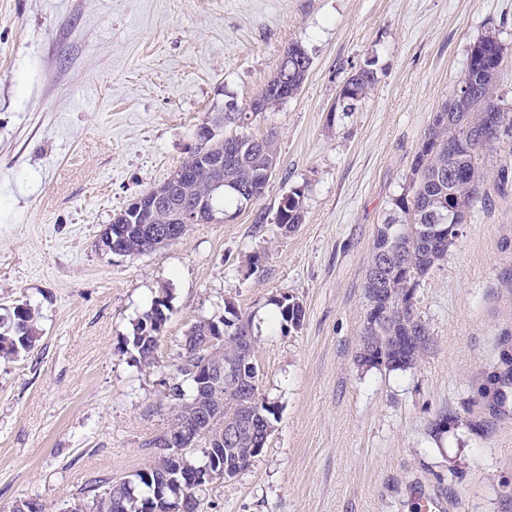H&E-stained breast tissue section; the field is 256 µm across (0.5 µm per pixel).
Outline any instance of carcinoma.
Wrapping results in <instances>:
<instances>
[{"label": "carcinoma", "instance_id": "obj_1", "mask_svg": "<svg viewBox=\"0 0 512 512\" xmlns=\"http://www.w3.org/2000/svg\"><path fill=\"white\" fill-rule=\"evenodd\" d=\"M296 47L298 44L293 43L284 51L276 74L250 106L268 100L273 110L299 93L312 61L308 52H299ZM470 54L480 57V61L467 78L468 94L460 101L451 98L434 113L411 164L407 191L393 198L389 213L375 230L363 281L367 313L359 355V362L368 367L406 370L421 359L429 330L415 311L416 291L429 271L445 259L451 243L445 241L435 248L419 230L425 224L439 223V217L450 212L466 220L480 198L486 152L508 137L512 153V112L503 107L497 94L503 48L496 38L487 36L473 44ZM374 82L373 61L368 60L340 90L335 110L353 111ZM489 112L497 113L502 132L484 145L482 141L490 134L486 118ZM207 122L214 124L215 132L205 150L189 149L167 181L179 184L182 196L222 216L233 208L242 210L243 201L236 193H211L215 181L235 183L258 199L277 170L280 156L272 133L261 138L248 132L225 136L221 129L231 119L226 117L218 123L213 116ZM450 144L454 145L451 151ZM220 156L226 160L219 170L213 162ZM303 212L304 195L293 189L279 203L273 223L290 230L301 223ZM129 218L127 208L112 218V227L126 230L118 242L125 255L145 254L176 243L189 230V225L176 221L167 211L152 215L151 226L156 232L151 235L141 231L139 224L126 223ZM381 302L386 303L387 310L373 323L372 310ZM275 306L283 325H301L304 310L294 297L282 295ZM161 309L170 314L165 290L159 292L125 338L143 361L152 360L159 346L161 335L154 331L153 323ZM39 319L38 309L27 303L12 306L6 317H0V357L32 351L41 338ZM216 326L224 328L223 360L235 369L232 378L210 389L222 408L207 428L194 433L189 447L167 450L160 446L165 437L186 428L194 419L199 388L206 386L205 378L197 372L205 360L200 345ZM249 335L250 320L231 302L225 304V315L197 320L176 344L177 382L166 393L174 405L173 422L167 431L149 441L159 453L133 478L120 484L110 478L90 481L63 512H174L185 498L193 503L190 512H202L201 495L212 484L207 475L222 472L228 480L235 478L262 452L272 432L275 407L259 393L260 369L255 354H243L239 343V337ZM230 428L239 433L237 443H219Z\"/></svg>", "mask_w": 512, "mask_h": 512}]
</instances>
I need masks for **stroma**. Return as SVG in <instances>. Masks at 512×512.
Instances as JSON below:
<instances>
[{
	"label": "stroma",
	"instance_id": "1",
	"mask_svg": "<svg viewBox=\"0 0 512 512\" xmlns=\"http://www.w3.org/2000/svg\"><path fill=\"white\" fill-rule=\"evenodd\" d=\"M503 48L512 105V0H0V308L41 312L29 354L0 359V512L71 505L131 477L166 431L174 343L226 303L252 320L272 433L203 512H512V182L487 157L482 199L416 294L430 334L411 369L359 366L363 279L377 224L408 186L432 116L471 47ZM312 65L296 97L249 132L280 165L233 220L192 225L138 257L99 250L115 213L155 188L213 108L248 104L288 45ZM351 112L339 91L366 60ZM304 220L272 218L292 189ZM170 318L152 361L123 343L160 290ZM305 316L282 326L276 297ZM373 61L368 60L364 67L356 71L340 90L335 111L351 112L355 109L356 103L365 98L368 91L375 82V72L372 68Z\"/></svg>",
	"mask_w": 512,
	"mask_h": 512
}]
</instances>
